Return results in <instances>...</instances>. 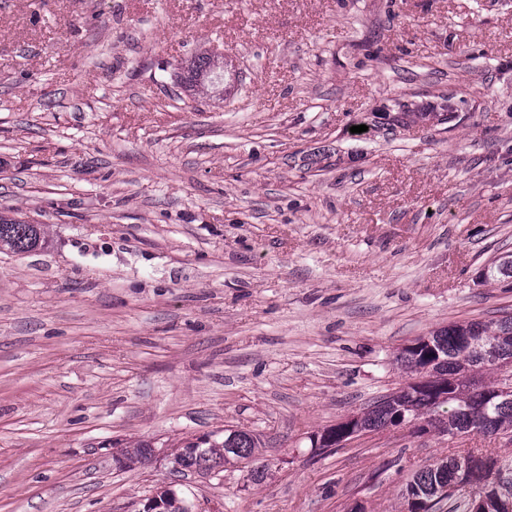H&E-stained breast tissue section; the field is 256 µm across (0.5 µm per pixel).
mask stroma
<instances>
[{
  "label": "stroma",
  "mask_w": 512,
  "mask_h": 512,
  "mask_svg": "<svg viewBox=\"0 0 512 512\" xmlns=\"http://www.w3.org/2000/svg\"><path fill=\"white\" fill-rule=\"evenodd\" d=\"M215 93L174 88L201 52ZM365 132H358V125ZM0 512H401L419 466L512 439L309 438L397 353L512 315V0H0ZM256 464L172 472L186 438ZM145 441L159 457L114 460ZM48 242L45 231L40 224H25L18 221L0 222V248L12 253L28 252L38 245Z\"/></svg>",
  "instance_id": "35a3bbf8"
}]
</instances>
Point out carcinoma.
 I'll use <instances>...</instances> for the list:
<instances>
[{
	"instance_id": "obj_1",
	"label": "carcinoma",
	"mask_w": 512,
	"mask_h": 512,
	"mask_svg": "<svg viewBox=\"0 0 512 512\" xmlns=\"http://www.w3.org/2000/svg\"><path fill=\"white\" fill-rule=\"evenodd\" d=\"M216 80L218 77L211 71V58L205 54L193 57L184 70L176 74V82L188 90L198 87L213 90ZM45 242L47 237L40 224L0 222L1 249L21 254ZM428 339L432 344L430 348L418 338L399 352L396 360L409 370L414 381L361 411L364 429L376 431L403 417L407 422L423 419L452 436L512 434V393L496 394L501 384L500 364L481 355L486 348H497L502 351L501 359H512V316L487 322L450 324L430 332ZM462 371H470L477 377L488 372L493 380L472 389L450 387V379ZM258 445L257 439L243 433L239 453L230 454V459L226 460L224 438L216 436L201 443L186 439L174 457L182 471L208 473L218 466L253 460ZM149 448L150 444L141 442L122 449L121 455L116 457L119 467L130 469L142 463L148 457ZM467 454L487 458L486 471L479 476L484 493L500 494L512 487L509 468L493 454L480 449L469 450ZM468 477L469 473L458 464L457 457L438 458L413 472L401 497L405 500L419 498L426 512H441L444 500L437 495L438 487Z\"/></svg>"
}]
</instances>
